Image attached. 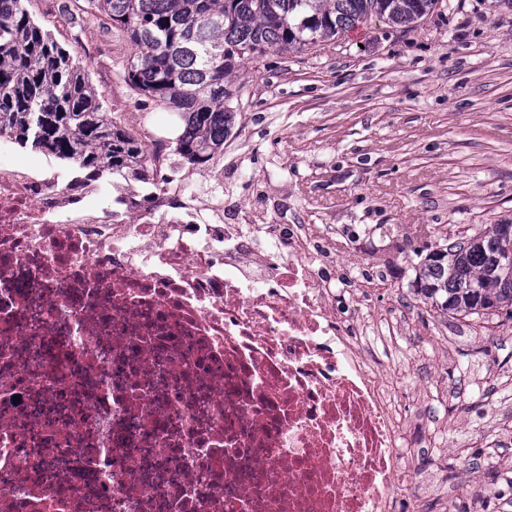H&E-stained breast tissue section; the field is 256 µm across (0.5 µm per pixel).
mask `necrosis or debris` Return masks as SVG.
<instances>
[{"label":"necrosis or debris","mask_w":512,"mask_h":512,"mask_svg":"<svg viewBox=\"0 0 512 512\" xmlns=\"http://www.w3.org/2000/svg\"><path fill=\"white\" fill-rule=\"evenodd\" d=\"M0 170V512H420L314 231Z\"/></svg>","instance_id":"obj_1"}]
</instances>
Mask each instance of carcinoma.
Wrapping results in <instances>:
<instances>
[{"label":"carcinoma","mask_w":512,"mask_h":512,"mask_svg":"<svg viewBox=\"0 0 512 512\" xmlns=\"http://www.w3.org/2000/svg\"><path fill=\"white\" fill-rule=\"evenodd\" d=\"M26 0H0V136L79 173L86 184H140L134 205L156 192L183 193L182 172L224 153L237 116L228 76L257 54L305 51L380 18L412 28L440 0H64L58 12L86 34L83 17L120 28L133 53L123 81L173 110L179 123L164 155L150 151L95 95L85 67L33 19ZM414 292L438 311L512 318V232L502 224L428 250Z\"/></svg>","instance_id":"1"}]
</instances>
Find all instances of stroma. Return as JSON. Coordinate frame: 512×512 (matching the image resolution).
<instances>
[{"mask_svg": "<svg viewBox=\"0 0 512 512\" xmlns=\"http://www.w3.org/2000/svg\"><path fill=\"white\" fill-rule=\"evenodd\" d=\"M130 45L80 47L109 112L147 149L175 115L120 76ZM223 157L187 171L224 189V221L314 224L359 291L365 344L405 413L413 477L436 475L458 512L471 492L512 512V318L440 313L413 292L424 247L512 222V0H443L412 29L372 20L336 42L244 62Z\"/></svg>", "mask_w": 512, "mask_h": 512, "instance_id": "1", "label": "stroma"}]
</instances>
